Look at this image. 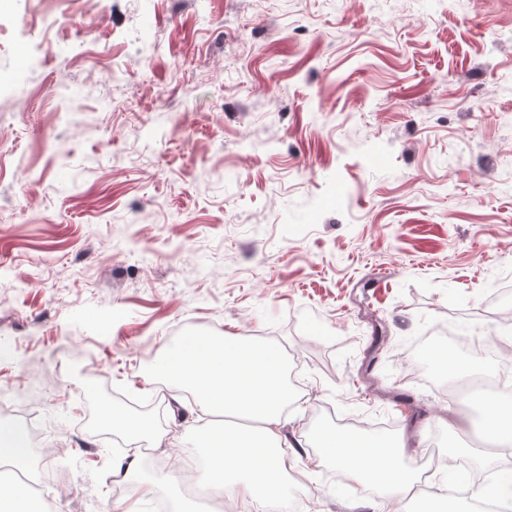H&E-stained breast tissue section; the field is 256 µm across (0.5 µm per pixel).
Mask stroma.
<instances>
[{"mask_svg":"<svg viewBox=\"0 0 512 512\" xmlns=\"http://www.w3.org/2000/svg\"><path fill=\"white\" fill-rule=\"evenodd\" d=\"M512 0H11L0 11V421L45 512H198L182 336L280 347L300 512H378L317 426L470 446L408 346L512 334ZM405 395L407 403L396 402ZM166 434L102 425L121 399ZM151 484L154 495L141 494ZM27 451L26 433L15 425L0 421V461L12 462Z\"/></svg>","mask_w":512,"mask_h":512,"instance_id":"obj_1","label":"stroma"}]
</instances>
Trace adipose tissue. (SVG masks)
<instances>
[{
    "label": "adipose tissue",
    "instance_id": "ef3b65f1",
    "mask_svg": "<svg viewBox=\"0 0 512 512\" xmlns=\"http://www.w3.org/2000/svg\"><path fill=\"white\" fill-rule=\"evenodd\" d=\"M285 367L279 348L243 336L221 341L195 336L160 358L156 375L191 389L199 412L242 420L238 426H209L200 436L210 450L216 496L229 489L248 504L279 497L281 431L295 399L283 378ZM485 428V448L469 452L483 469L497 466L504 455L500 435L512 433L511 398L489 404ZM316 440L321 454L333 459L347 479L381 491L380 512H396V503L413 495L418 478L395 438L321 427Z\"/></svg>",
    "mask_w": 512,
    "mask_h": 512
}]
</instances>
